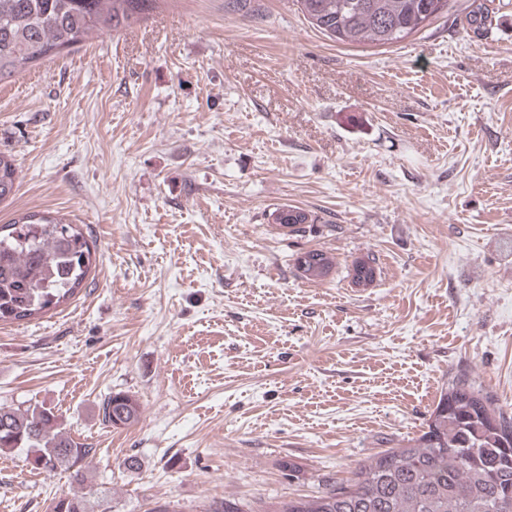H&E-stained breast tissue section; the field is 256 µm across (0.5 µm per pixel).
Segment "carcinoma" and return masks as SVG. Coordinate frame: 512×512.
Here are the masks:
<instances>
[{
	"label": "carcinoma",
	"instance_id": "1",
	"mask_svg": "<svg viewBox=\"0 0 512 512\" xmlns=\"http://www.w3.org/2000/svg\"><path fill=\"white\" fill-rule=\"evenodd\" d=\"M160 0H0V82L27 65L51 58L86 39L118 33L148 18ZM309 24L331 40L393 44L448 11V0H297ZM17 168L0 153V203L14 194ZM272 223L290 235L321 223L313 211L275 209ZM95 263L89 240L65 218L30 212L0 224V322L42 316L74 298ZM308 281H322L336 267L323 250L297 257ZM376 269L370 258L352 262V283L367 287ZM138 399L109 394L99 405L103 424L130 427L140 419ZM23 449L32 469L69 471L81 491L53 502L52 512H99L107 495L85 483L84 468L96 449L59 428L54 412L39 403L0 405V453ZM272 512H512V415L460 369L418 437L361 465L346 484L309 499L291 500Z\"/></svg>",
	"mask_w": 512,
	"mask_h": 512
}]
</instances>
